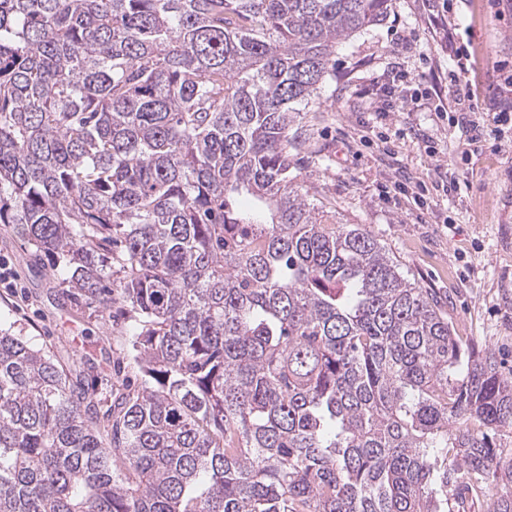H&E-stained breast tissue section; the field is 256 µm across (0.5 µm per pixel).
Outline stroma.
I'll use <instances>...</instances> for the list:
<instances>
[{
    "label": "stroma",
    "mask_w": 512,
    "mask_h": 512,
    "mask_svg": "<svg viewBox=\"0 0 512 512\" xmlns=\"http://www.w3.org/2000/svg\"><path fill=\"white\" fill-rule=\"evenodd\" d=\"M438 0H390L386 19L336 47L316 103L296 116L289 137L293 173L315 203L335 210L338 223L365 229L417 286L446 298L457 335L492 349L497 369L512 377V129L470 149L461 128L438 117L454 63L439 46L429 16ZM456 40L469 54V79L485 108L512 74V0H465L455 9ZM399 62L418 70L420 87L373 79ZM422 94L414 112L395 115L399 99ZM453 157L459 192L436 187L430 150ZM411 192L395 191L396 174ZM425 206H417L414 194ZM0 258L15 287H0V329L49 351L99 395L113 378L140 379L130 346L132 322L121 305L102 310L66 296L62 270L38 261L13 225L0 224Z\"/></svg>",
    "instance_id": "obj_1"
}]
</instances>
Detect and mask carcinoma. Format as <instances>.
I'll list each match as a JSON object with an SVG mask.
<instances>
[{
	"instance_id": "obj_1",
	"label": "carcinoma",
	"mask_w": 512,
	"mask_h": 512,
	"mask_svg": "<svg viewBox=\"0 0 512 512\" xmlns=\"http://www.w3.org/2000/svg\"><path fill=\"white\" fill-rule=\"evenodd\" d=\"M387 10L0 0V224L142 322L104 401L0 331V512H512V379L290 173Z\"/></svg>"
}]
</instances>
